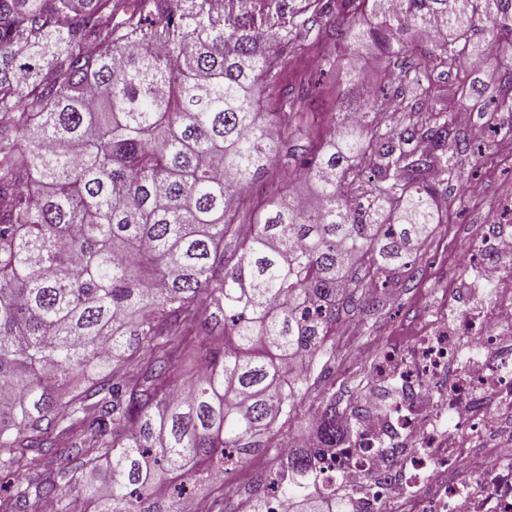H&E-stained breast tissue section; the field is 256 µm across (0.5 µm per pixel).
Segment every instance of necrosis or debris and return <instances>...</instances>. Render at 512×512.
Here are the masks:
<instances>
[{"label": "necrosis or debris", "mask_w": 512, "mask_h": 512, "mask_svg": "<svg viewBox=\"0 0 512 512\" xmlns=\"http://www.w3.org/2000/svg\"><path fill=\"white\" fill-rule=\"evenodd\" d=\"M476 256L482 287L449 288L379 352L354 435L318 461L349 512H512V226Z\"/></svg>", "instance_id": "1"}]
</instances>
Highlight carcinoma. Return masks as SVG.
<instances>
[{"mask_svg":"<svg viewBox=\"0 0 512 512\" xmlns=\"http://www.w3.org/2000/svg\"><path fill=\"white\" fill-rule=\"evenodd\" d=\"M288 8L345 22L290 39L255 16ZM479 27L512 36V0H0V474L26 473L0 512H184L188 484L260 449L282 465L255 479L253 512L276 493L286 512H346L310 478L355 408L331 397L314 448L286 449L291 421L341 312L376 308L440 222L463 153L448 98L467 88L431 74L467 66ZM325 35L342 57L385 46L401 106L363 98L297 156L261 100ZM309 93L282 95L289 137L309 131ZM275 165L314 202L256 209ZM60 438L77 467H53Z\"/></svg>","mask_w":512,"mask_h":512,"instance_id":"obj_1","label":"carcinoma"}]
</instances>
